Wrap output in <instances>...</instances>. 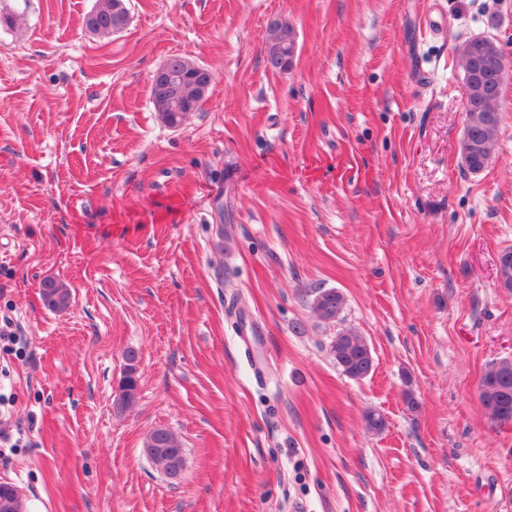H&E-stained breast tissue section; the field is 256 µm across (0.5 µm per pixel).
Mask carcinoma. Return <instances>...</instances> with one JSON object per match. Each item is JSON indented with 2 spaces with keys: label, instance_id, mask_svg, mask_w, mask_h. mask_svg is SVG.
<instances>
[{
  "label": "carcinoma",
  "instance_id": "obj_1",
  "mask_svg": "<svg viewBox=\"0 0 512 512\" xmlns=\"http://www.w3.org/2000/svg\"><path fill=\"white\" fill-rule=\"evenodd\" d=\"M296 44L292 28L282 22L271 24L265 36V52L269 64L279 70L292 65ZM486 53L494 67L506 59L500 44L483 37H474L460 48L463 73L471 77L475 56ZM507 76L498 75L486 92L471 97L466 103L465 123L460 141V163L463 170L477 174L492 161L497 144L501 114L499 101ZM500 287L512 291V248L503 249L498 257ZM43 298L48 307L58 310L67 307L70 300L68 288L47 279L43 282ZM345 305L341 292L334 288L318 289L311 300L313 312L325 321H334ZM332 354L342 373L352 379L366 377L373 369V356L367 342L357 333L346 330L338 333L332 343ZM138 352L130 349L126 353V370L122 404L127 405L136 397V364ZM479 400L489 417L499 423L512 422V358L503 357L493 361L485 370L479 384ZM144 451L159 465L171 480L180 478L177 471L170 469L169 460L184 454V448L174 432L158 427L147 436Z\"/></svg>",
  "mask_w": 512,
  "mask_h": 512
}]
</instances>
